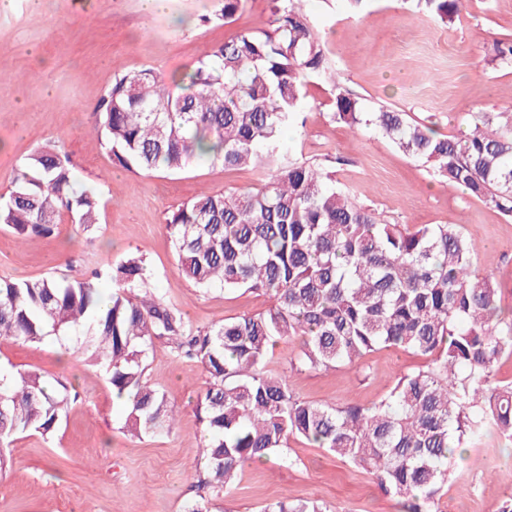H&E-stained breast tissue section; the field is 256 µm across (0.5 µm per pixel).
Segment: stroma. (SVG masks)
Listing matches in <instances>:
<instances>
[{
  "label": "stroma",
  "mask_w": 512,
  "mask_h": 512,
  "mask_svg": "<svg viewBox=\"0 0 512 512\" xmlns=\"http://www.w3.org/2000/svg\"><path fill=\"white\" fill-rule=\"evenodd\" d=\"M221 0H13L0 9V192L10 189L33 151L48 142L71 157L78 183L101 190L98 224L63 221L48 237L19 241L0 226V278L51 275L81 279L107 263L143 252L146 278L196 327L267 309L259 292L202 291L179 277L165 225L176 207L205 192H249L267 183L258 167L203 163L178 174L150 175L112 162L93 130L94 107L122 75L150 68L184 75L243 30L272 27L277 0H246L229 21L203 23ZM322 37L344 87L370 111L387 108L443 135L469 129L479 112L512 110V63L496 59L495 39L512 35V0H467L460 22L443 25L411 0H368L352 14L345 0H298ZM327 85L311 80L279 153L333 168L337 187L389 224H448L474 247L478 272L500 285L512 314V216L442 182L426 163L371 128L331 120ZM422 358L380 349L365 366L343 364L291 375L305 401L339 406L379 402L396 378ZM0 368L62 381L77 398L50 436L17 435L0 473V512H183L204 475V427L197 394L207 375L155 342L146 378L164 390L178 415L171 433L137 439L124 430L123 405L106 371L66 355L60 342L0 340ZM293 466L278 459L245 464L233 487L210 495L212 512H261L282 498H309L332 512H403L401 502L361 467L304 441L290 442ZM512 478V440L489 433L454 467L440 512H495Z\"/></svg>",
  "instance_id": "obj_1"
}]
</instances>
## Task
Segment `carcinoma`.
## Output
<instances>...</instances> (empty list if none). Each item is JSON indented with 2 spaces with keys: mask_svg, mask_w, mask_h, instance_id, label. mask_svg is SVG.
<instances>
[{
  "mask_svg": "<svg viewBox=\"0 0 512 512\" xmlns=\"http://www.w3.org/2000/svg\"><path fill=\"white\" fill-rule=\"evenodd\" d=\"M443 24L466 0H414ZM243 0L202 18L224 23ZM318 31L280 0L273 33L244 30L198 61L187 93L152 69L118 78L100 99L94 129L112 161L128 169L179 173L196 161L224 168L254 164L270 180L248 193L212 192L180 205L166 229L176 271L197 287L246 290L271 306L209 327L191 325L151 289L143 255L96 271L91 279H0V339L40 342L106 368L124 400L134 437L170 432L175 408L145 378L155 341L202 367L197 409L204 423L201 485L228 490L247 462L275 456L293 463L289 441L305 440L373 475L409 501L407 512H439L456 452L485 428L512 438V383L494 367L512 354V322L495 320L499 287L473 271V247L447 224H388L336 188L320 164L276 155L280 134L299 114L312 78L331 83V119L372 127L404 154L429 163L450 186L512 216V111L486 112L468 131L438 136L403 112H365L329 73ZM100 190L80 186L71 158L56 144L34 150L14 186L0 194V225L20 239L50 236L64 217L98 223ZM112 281L100 306L96 280ZM301 340L290 366L316 370L361 364L382 348L425 359L371 406L312 403L290 374L267 369L278 339ZM68 388L33 371L0 374V470L5 448L22 433L52 434ZM261 512H332L309 499H280Z\"/></svg>",
  "mask_w": 512,
  "mask_h": 512,
  "instance_id": "1",
  "label": "carcinoma"
}]
</instances>
